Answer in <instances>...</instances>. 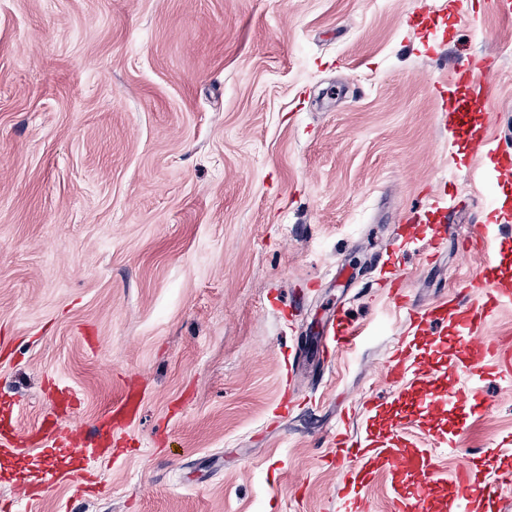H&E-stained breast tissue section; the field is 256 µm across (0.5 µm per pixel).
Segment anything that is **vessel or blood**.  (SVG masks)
Here are the masks:
<instances>
[{
	"mask_svg": "<svg viewBox=\"0 0 512 512\" xmlns=\"http://www.w3.org/2000/svg\"><path fill=\"white\" fill-rule=\"evenodd\" d=\"M493 71L489 65L477 68H461L454 72V83L468 88L470 96L462 100L455 112L458 121H466L474 103L485 102L492 90ZM481 305L456 301L450 306H436L431 312L415 316V323H426L428 318L451 321L456 329L459 354L463 367L501 364L502 368L512 367V362L496 361L494 346L489 337L480 333L486 322L499 307L512 303V291L497 288L481 294ZM411 359L406 353L404 342H397L388 364L385 377L388 384H399L405 378ZM457 403L463 408H474L479 404L478 388L475 381L456 383L448 388L447 399L432 398L434 409H441L443 401ZM143 398L138 392H130L112 412L102 418L91 431H84L69 417L56 416L50 423L41 424L35 431L21 434L12 430L11 434L1 435L0 444L7 445L23 440L37 444L45 457L63 456L65 469H51L46 473L47 481L60 483L64 479L88 472L103 454L111 452L112 437L130 425L142 408ZM337 459L350 460V485L369 483L378 466H385L391 474V495L393 512H433L434 479L431 459L425 450L411 447L399 437L391 436L384 440L359 434L336 436ZM456 500L463 504L465 512H487L499 493L498 486L479 483L473 471L460 467L455 474Z\"/></svg>",
	"mask_w": 512,
	"mask_h": 512,
	"instance_id": "b4317fda",
	"label": "vessel or blood"
}]
</instances>
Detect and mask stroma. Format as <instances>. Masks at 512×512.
<instances>
[{"instance_id": "35a3bbf8", "label": "stroma", "mask_w": 512, "mask_h": 512, "mask_svg": "<svg viewBox=\"0 0 512 512\" xmlns=\"http://www.w3.org/2000/svg\"><path fill=\"white\" fill-rule=\"evenodd\" d=\"M435 3L0 0V402L34 428L61 380L88 429L127 384L143 392L119 455L95 464L102 493L14 502L43 477L27 442L0 454V505L343 512L333 432L402 425L440 500L467 464L512 512L501 376L479 380L486 410L440 414L380 378L404 338L446 393L466 377L456 332L407 308L512 289V190L494 172L512 157V13ZM486 59L495 89L473 121L493 157L442 123L455 69ZM409 224L448 231L430 246ZM339 310L356 339L327 363ZM288 379L302 404L285 418Z\"/></svg>"}]
</instances>
